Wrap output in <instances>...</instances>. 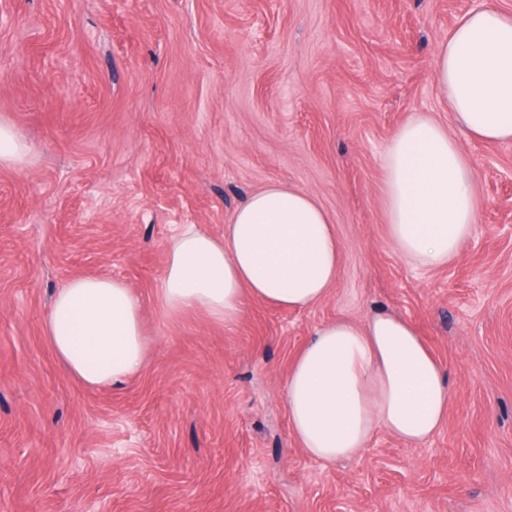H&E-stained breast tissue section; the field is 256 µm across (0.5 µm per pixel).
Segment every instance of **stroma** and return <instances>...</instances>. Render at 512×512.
Returning a JSON list of instances; mask_svg holds the SVG:
<instances>
[{
	"instance_id": "obj_1",
	"label": "stroma",
	"mask_w": 512,
	"mask_h": 512,
	"mask_svg": "<svg viewBox=\"0 0 512 512\" xmlns=\"http://www.w3.org/2000/svg\"><path fill=\"white\" fill-rule=\"evenodd\" d=\"M470 0H0V122L29 160L0 166V512H512V143L460 134L433 75ZM457 136L477 220L426 268L390 238L385 149L413 116ZM279 181L342 242L328 297L252 298L232 327L166 318L155 290L181 225L224 234ZM125 281L149 350L88 388L49 347L70 279ZM388 311L446 369L443 428L376 430L310 457L283 381L314 328Z\"/></svg>"
}]
</instances>
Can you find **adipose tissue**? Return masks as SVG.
I'll return each instance as SVG.
<instances>
[{
  "label": "adipose tissue",
  "instance_id": "adipose-tissue-1",
  "mask_svg": "<svg viewBox=\"0 0 512 512\" xmlns=\"http://www.w3.org/2000/svg\"><path fill=\"white\" fill-rule=\"evenodd\" d=\"M436 84L467 136L512 142V16L486 7L464 15L434 53ZM384 209L392 240L424 267L456 256L477 207L471 168L457 139L417 115L384 159ZM343 246L327 211L308 192L273 182L231 214L223 237L183 225L166 245L157 295L166 315L205 314L232 325L251 297L301 311L334 286ZM140 301L126 283L78 277L54 296L49 344L85 386L117 385L147 352ZM284 398L293 437L312 457L356 455L375 430L419 445L448 418L451 392L438 359L401 316L317 327L292 362Z\"/></svg>",
  "mask_w": 512,
  "mask_h": 512
}]
</instances>
